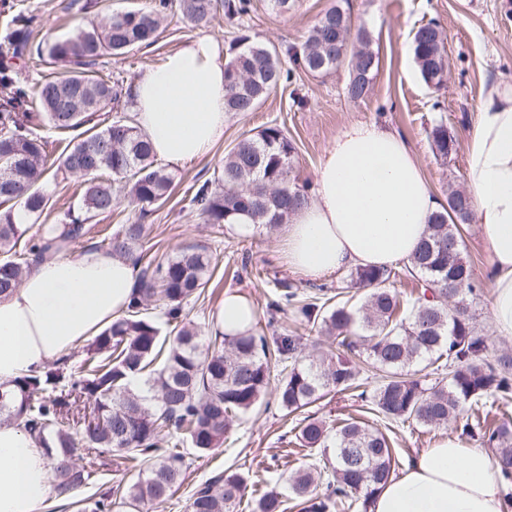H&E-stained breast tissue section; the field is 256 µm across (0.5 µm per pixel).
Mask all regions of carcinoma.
<instances>
[{
	"mask_svg": "<svg viewBox=\"0 0 512 512\" xmlns=\"http://www.w3.org/2000/svg\"><path fill=\"white\" fill-rule=\"evenodd\" d=\"M241 21L251 0H149L145 8L117 11L65 38L30 41L33 16L18 11L0 41V296L15 288L32 266L72 250L99 233L97 218L110 217L127 197L141 210L163 204L172 185L152 147L129 115L131 85L112 81L96 66L107 55H122L156 41L162 20L178 12L197 27L217 11ZM443 30L429 22L416 28L414 61L424 83L441 87L448 73ZM370 34L352 33L350 15L329 8L299 46L287 49L293 69L283 68L274 47L256 42L243 28L225 47L228 58L225 111H255L292 70L324 75L348 64L347 95L362 99L379 69ZM48 73L30 83L17 61ZM101 110L122 116L103 124ZM74 132L60 153L49 150L44 127ZM434 154L448 158L455 140L444 119L429 132ZM296 147L274 123L240 139L224 155L213 178L196 187L191 205L211 224L246 217L273 229L288 223L309 198V186L292 177ZM81 178L78 201L56 224H41L28 236L30 215L52 207L43 185L58 174ZM472 215L462 191L431 217L424 237L404 265L420 289L401 308L395 268L358 267L347 276L365 290L361 302L344 298L341 287L277 279L267 301L273 336L254 331L208 336L187 320L184 304L199 299L213 278L218 258L197 245L156 263L144 262L143 224H120L102 245L139 266L127 308L96 335L81 360L0 386V421H19L43 445L55 497L78 512H143L175 493L189 444L198 452L217 447L235 421L261 405L287 414L303 411L331 393H349L361 411L391 423L436 428L450 423L461 435L494 449V468L512 483V420L489 422L472 414L486 404H512V356L486 359L488 338L475 330L472 303L481 289L462 256L459 226ZM322 335L335 348L304 355L301 341L282 319ZM380 372L364 388L357 361ZM437 375L433 381L425 370ZM91 408L79 436L63 428L72 405ZM297 445L318 456L314 468L288 479L291 501L266 491L250 499L251 512H367L375 494L396 475L398 458L390 439L362 419L331 426L304 417ZM112 452L137 479L117 498L75 499L95 471L72 461L73 449ZM248 476L229 470L197 487L187 512H239L247 498Z\"/></svg>",
	"mask_w": 512,
	"mask_h": 512,
	"instance_id": "1",
	"label": "carcinoma"
}]
</instances>
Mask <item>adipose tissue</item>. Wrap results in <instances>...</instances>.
<instances>
[{
	"label": "adipose tissue",
	"instance_id": "obj_1",
	"mask_svg": "<svg viewBox=\"0 0 512 512\" xmlns=\"http://www.w3.org/2000/svg\"><path fill=\"white\" fill-rule=\"evenodd\" d=\"M227 55L200 36L170 53L132 84L136 121L156 157L185 166L208 157L229 115ZM476 225L492 261L491 321L512 338V89L492 86L467 133ZM438 202L415 153L398 131L378 121L339 128L318 164L308 202L289 219L280 253L296 275L336 279L357 267L408 260ZM138 277L130 260L105 250L34 266L0 297V385L38 373L126 309ZM255 307L229 294L212 316L227 335L253 328ZM42 447L21 427L0 423V512H39L52 485ZM370 512H512L491 457L446 437L419 452L372 499Z\"/></svg>",
	"mask_w": 512,
	"mask_h": 512
}]
</instances>
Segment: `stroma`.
Segmentation results:
<instances>
[{"label":"stroma","instance_id":"obj_1","mask_svg":"<svg viewBox=\"0 0 512 512\" xmlns=\"http://www.w3.org/2000/svg\"><path fill=\"white\" fill-rule=\"evenodd\" d=\"M14 2L35 16L34 39L63 38L71 33V25L65 22L69 0ZM252 4L245 21L250 34L281 51L300 45L330 7L339 4L348 9L353 29L369 32L371 48L379 56V71L370 92L358 100L347 96L350 72L345 65L324 76L296 72L290 84L272 93L256 111L232 115L211 156L172 168L174 182L164 204L145 213L122 201L112 216L100 219L99 226L146 225L143 249L157 259L175 255L188 244L213 251L219 258L214 284L204 298L187 305L190 319L210 323L225 294L237 292L254 304L258 311L254 331L264 334L268 331L264 309L270 290L266 277L292 275L277 252L282 231L207 223L190 206L191 187L212 177L240 139L272 123L284 126L295 143L294 175L314 184L319 160L337 130L353 121L377 120L405 135L433 195L440 205H447L451 189L470 186L465 166L466 129L481 100L491 86H512V0H290L284 11L271 0H252ZM430 21L439 23L447 35L448 80L440 88L423 82L411 51L413 31ZM235 34L220 13L198 28L174 15L163 23L151 46L103 57L99 69L111 79L130 82L192 38L208 35L227 43ZM441 118L446 119L455 140L454 150L445 160L434 155L428 137L434 121ZM294 424L293 417L274 407L254 411L243 415L231 437L213 451L186 449L183 481L158 512H187L195 488L228 468L249 471L258 491L287 493V476L311 462L304 449L293 445ZM374 424L389 427L392 446L404 465L422 449L454 433L450 427L425 428L412 422L389 426L379 418Z\"/></svg>","mask_w":512,"mask_h":512}]
</instances>
